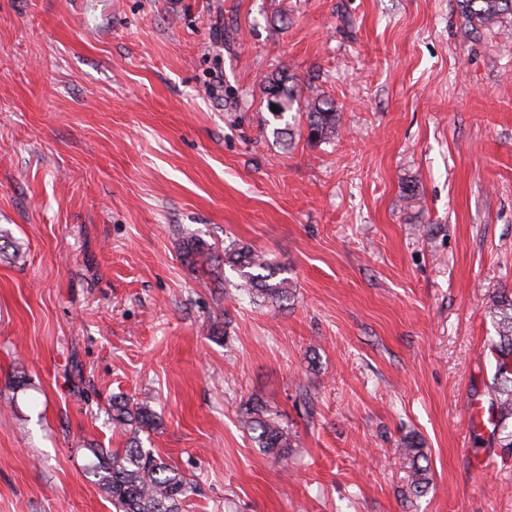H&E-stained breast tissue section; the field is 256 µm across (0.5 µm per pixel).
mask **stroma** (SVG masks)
<instances>
[{
    "label": "stroma",
    "mask_w": 512,
    "mask_h": 512,
    "mask_svg": "<svg viewBox=\"0 0 512 512\" xmlns=\"http://www.w3.org/2000/svg\"><path fill=\"white\" fill-rule=\"evenodd\" d=\"M464 28L456 0H0V512H112L84 465L130 437L115 395L159 416L184 512H512L467 411L512 288V16ZM282 69L335 138L278 133ZM191 236L290 300L188 266ZM182 253L185 262L190 266L210 265L214 270L222 265L229 266L240 279L236 286L245 291L253 301L281 305L292 294L288 278H279L280 272L275 265L248 246L232 242L224 247V255L218 256L203 239L190 238L183 243ZM216 262L218 264L215 268L213 263ZM242 420L258 448L276 460L288 461L292 448L290 433L268 415L261 403L246 405L242 411ZM403 454L410 461L411 468V482L409 489L413 495L421 496L430 483L428 465H421V460L426 461V457L419 448L418 443L407 440L404 442V448H401Z\"/></svg>",
    "instance_id": "1"
}]
</instances>
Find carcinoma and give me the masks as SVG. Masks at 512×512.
Wrapping results in <instances>:
<instances>
[{"instance_id":"obj_1","label":"carcinoma","mask_w":512,"mask_h":512,"mask_svg":"<svg viewBox=\"0 0 512 512\" xmlns=\"http://www.w3.org/2000/svg\"><path fill=\"white\" fill-rule=\"evenodd\" d=\"M458 5L468 23L467 34L505 15L512 16V0H458ZM288 80L285 70L265 78L266 105L279 107V112L272 114L273 119L281 120L292 110L302 111L307 117L309 139L323 141L335 137L338 119L333 103L302 97L298 85H290ZM183 258L190 266H229L240 279L237 286L255 301L281 304L290 299L288 279L279 277L275 265L248 246L231 243L224 247V255L218 256L203 239L190 238L183 243ZM490 314L497 334L491 341L496 371L488 389V401L494 410L493 434L498 436L500 447L511 451L512 430L508 426L512 421V292L496 295ZM108 412L113 425L131 428L133 436L120 452L88 448L91 458L85 470L111 497L115 512H182L191 493L190 484L171 463L153 449L143 447L139 438V434L158 426L151 405L116 395ZM242 420L258 448L276 460L288 461L292 448L290 433L268 415L262 404L246 405ZM402 451L410 461L409 489L420 496L430 483L429 468L421 464L425 455L418 443L409 440L404 442Z\"/></svg>"}]
</instances>
